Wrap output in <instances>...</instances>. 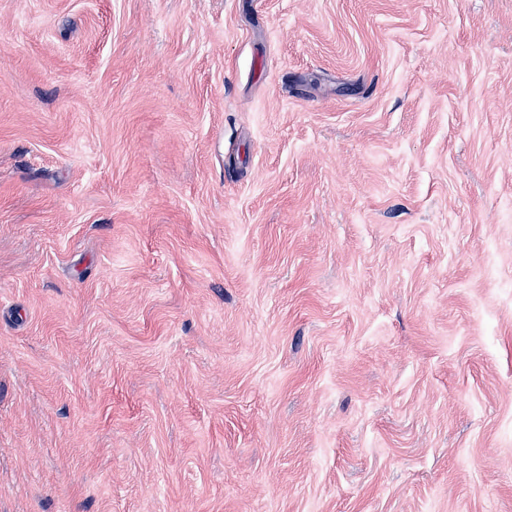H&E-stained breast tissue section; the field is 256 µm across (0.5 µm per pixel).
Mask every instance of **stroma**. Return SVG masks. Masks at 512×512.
I'll list each match as a JSON object with an SVG mask.
<instances>
[{"instance_id": "1", "label": "stroma", "mask_w": 512, "mask_h": 512, "mask_svg": "<svg viewBox=\"0 0 512 512\" xmlns=\"http://www.w3.org/2000/svg\"><path fill=\"white\" fill-rule=\"evenodd\" d=\"M0 512H512V0H0Z\"/></svg>"}]
</instances>
